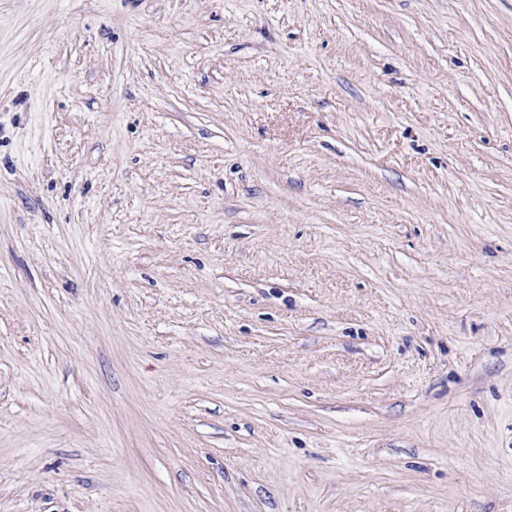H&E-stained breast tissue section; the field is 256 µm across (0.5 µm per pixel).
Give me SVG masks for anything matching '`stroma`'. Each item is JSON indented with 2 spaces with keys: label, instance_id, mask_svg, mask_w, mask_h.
Returning a JSON list of instances; mask_svg holds the SVG:
<instances>
[{
  "label": "stroma",
  "instance_id": "obj_1",
  "mask_svg": "<svg viewBox=\"0 0 512 512\" xmlns=\"http://www.w3.org/2000/svg\"><path fill=\"white\" fill-rule=\"evenodd\" d=\"M0 512H512V0H0Z\"/></svg>",
  "mask_w": 512,
  "mask_h": 512
}]
</instances>
